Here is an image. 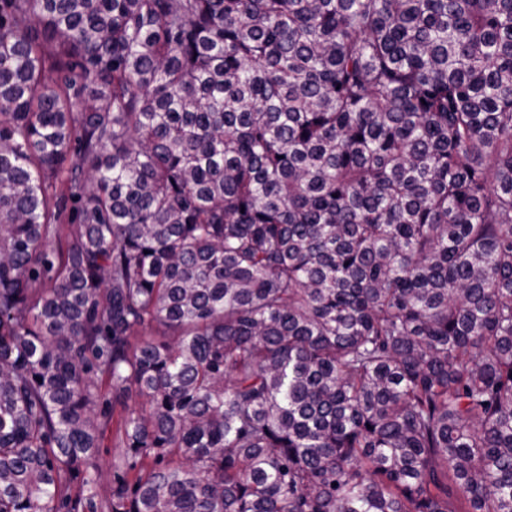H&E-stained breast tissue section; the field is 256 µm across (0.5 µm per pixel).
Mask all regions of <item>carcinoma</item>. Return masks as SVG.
Here are the masks:
<instances>
[{
    "label": "carcinoma",
    "mask_w": 512,
    "mask_h": 512,
    "mask_svg": "<svg viewBox=\"0 0 512 512\" xmlns=\"http://www.w3.org/2000/svg\"><path fill=\"white\" fill-rule=\"evenodd\" d=\"M110 422L112 512H512V0H0V512Z\"/></svg>",
    "instance_id": "carcinoma-1"
}]
</instances>
